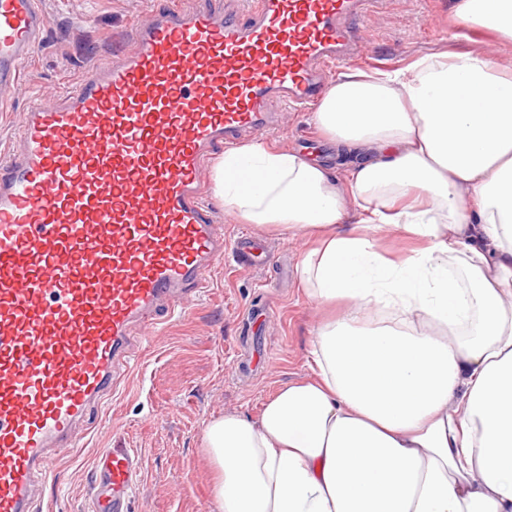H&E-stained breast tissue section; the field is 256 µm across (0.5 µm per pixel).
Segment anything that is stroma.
Here are the masks:
<instances>
[{
  "label": "stroma",
  "mask_w": 512,
  "mask_h": 512,
  "mask_svg": "<svg viewBox=\"0 0 512 512\" xmlns=\"http://www.w3.org/2000/svg\"><path fill=\"white\" fill-rule=\"evenodd\" d=\"M156 0H44L50 25L10 102L0 111V147L34 102H53L101 55L121 45L129 25L147 20ZM451 0H387L363 21L371 33L363 70L400 67L451 46L478 49L494 34L448 25ZM271 148L315 153L345 177L352 160L337 155L312 112H286L281 132L261 135ZM206 203L227 243L249 237L265 245L262 266L225 257L208 292L181 316L143 329L130 378L108 396L77 447L63 457L44 492L41 512H87L94 457L101 448H132L146 462L131 512H217L213 470L202 448L207 424L224 411L258 418L283 383L309 375L321 317L298 277L303 239L225 220L214 193Z\"/></svg>",
  "instance_id": "obj_1"
}]
</instances>
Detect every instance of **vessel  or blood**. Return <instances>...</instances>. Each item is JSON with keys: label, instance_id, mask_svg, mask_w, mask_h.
I'll list each match as a JSON object with an SVG mask.
<instances>
[{"label": "vessel or blood", "instance_id": "1", "mask_svg": "<svg viewBox=\"0 0 512 512\" xmlns=\"http://www.w3.org/2000/svg\"><path fill=\"white\" fill-rule=\"evenodd\" d=\"M380 0H161L150 23L59 96L31 104L0 154V512L39 492L140 331L184 312L224 259L204 203L209 160L302 111L333 67L363 59ZM41 0H0V91L49 26ZM145 469L103 449L90 512H130Z\"/></svg>", "mask_w": 512, "mask_h": 512}]
</instances>
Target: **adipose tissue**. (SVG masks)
Listing matches in <instances>:
<instances>
[{"mask_svg": "<svg viewBox=\"0 0 512 512\" xmlns=\"http://www.w3.org/2000/svg\"><path fill=\"white\" fill-rule=\"evenodd\" d=\"M449 18L512 43V0ZM314 119L346 180L260 142L213 168L225 215L301 236L306 296L343 306L309 376L206 426L218 512H512V55L344 72Z\"/></svg>", "mask_w": 512, "mask_h": 512, "instance_id": "obj_1", "label": "adipose tissue"}]
</instances>
